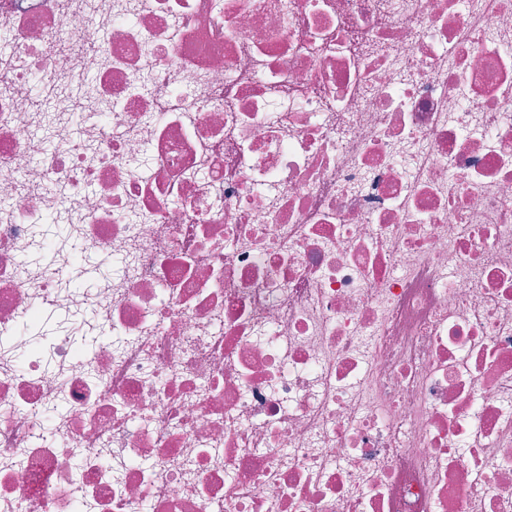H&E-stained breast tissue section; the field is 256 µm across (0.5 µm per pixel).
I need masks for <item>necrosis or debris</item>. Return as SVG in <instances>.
Segmentation results:
<instances>
[{"mask_svg": "<svg viewBox=\"0 0 512 512\" xmlns=\"http://www.w3.org/2000/svg\"><path fill=\"white\" fill-rule=\"evenodd\" d=\"M512 512V0H0V512Z\"/></svg>", "mask_w": 512, "mask_h": 512, "instance_id": "1", "label": "necrosis or debris"}]
</instances>
